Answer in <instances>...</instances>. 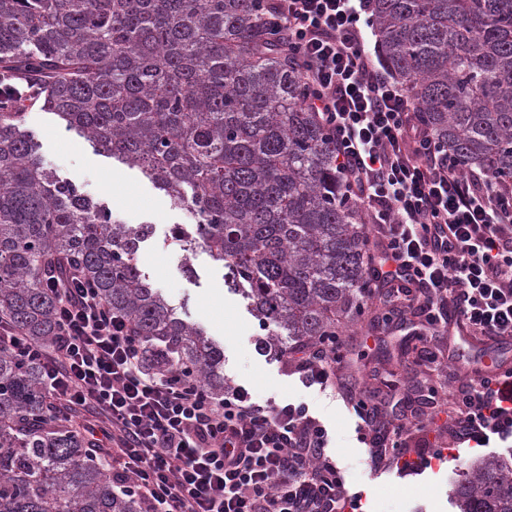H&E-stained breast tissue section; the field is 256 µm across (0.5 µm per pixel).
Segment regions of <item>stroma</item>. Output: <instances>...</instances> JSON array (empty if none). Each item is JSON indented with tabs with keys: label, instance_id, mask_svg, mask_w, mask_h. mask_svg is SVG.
<instances>
[{
	"label": "stroma",
	"instance_id": "stroma-1",
	"mask_svg": "<svg viewBox=\"0 0 512 512\" xmlns=\"http://www.w3.org/2000/svg\"><path fill=\"white\" fill-rule=\"evenodd\" d=\"M25 128L38 155L61 178L80 186L121 222L151 226L152 235L139 253L140 267L154 288L179 305L184 320L202 329L223 349L225 382L246 388L259 400L303 399L320 413L347 468L349 491L362 495V512H455L449 491L473 461L490 453L512 457V447L492 452L461 448L455 458L419 469L416 461L428 454V445L434 440L433 434L422 429L417 431L410 453L385 470H372L367 448L356 439L355 418L342 398L331 399L317 388L303 386L287 368L284 357L259 351V323L247 300L225 285L221 265L205 251L189 256L171 242L172 227L191 223L188 212L173 208L164 192L139 169L99 152L76 131L66 129L54 114L29 109ZM384 312L378 301L366 302L358 322L345 329L344 375L356 376L375 390L387 380L437 383V376L413 365L401 336L377 333L375 326Z\"/></svg>",
	"mask_w": 512,
	"mask_h": 512
}]
</instances>
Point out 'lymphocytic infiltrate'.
Masks as SVG:
<instances>
[{
  "label": "lymphocytic infiltrate",
  "mask_w": 512,
  "mask_h": 512,
  "mask_svg": "<svg viewBox=\"0 0 512 512\" xmlns=\"http://www.w3.org/2000/svg\"><path fill=\"white\" fill-rule=\"evenodd\" d=\"M262 17L298 58L305 106L374 231L366 296L397 313L415 363L451 367L443 339L453 311L471 336H512V192L463 171L418 122L409 92L373 60L370 0H275ZM44 290L55 303L52 343L0 317V346L40 364L50 421L82 425L116 495L141 512H358L362 495L348 491L308 404L260 402L231 384L208 395L195 373L163 364L79 268L62 267ZM343 342L301 348L293 373L337 388ZM346 400L376 468L402 458L418 423L438 425L452 447L512 441V368L452 395L439 385L413 400L394 386L378 401L363 386Z\"/></svg>",
  "instance_id": "1"
}]
</instances>
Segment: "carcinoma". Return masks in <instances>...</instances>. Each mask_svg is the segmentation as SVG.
<instances>
[{"label": "carcinoma", "instance_id": "1", "mask_svg": "<svg viewBox=\"0 0 512 512\" xmlns=\"http://www.w3.org/2000/svg\"><path fill=\"white\" fill-rule=\"evenodd\" d=\"M384 67L417 120L463 170L512 191V0H371ZM0 74L37 81L33 101L197 215L171 239L204 249L250 300L279 353L362 315L364 217L342 201L333 148L304 106L310 87L258 21L253 0H0ZM0 100V316L55 335L43 278L63 258L112 309L224 396V352L147 282L148 230L123 224L60 178ZM458 512H512V462L456 481ZM0 512H140L112 491L75 426L53 425L37 364L0 347Z\"/></svg>", "mask_w": 512, "mask_h": 512}]
</instances>
